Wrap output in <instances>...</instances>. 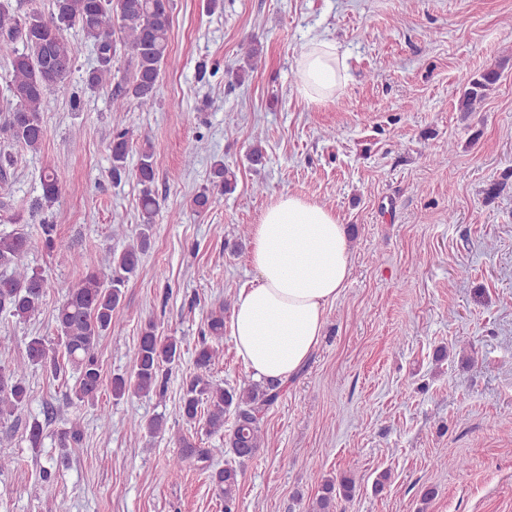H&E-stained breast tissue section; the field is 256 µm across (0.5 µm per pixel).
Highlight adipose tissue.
I'll return each mask as SVG.
<instances>
[{"label": "adipose tissue", "instance_id": "obj_1", "mask_svg": "<svg viewBox=\"0 0 512 512\" xmlns=\"http://www.w3.org/2000/svg\"><path fill=\"white\" fill-rule=\"evenodd\" d=\"M297 68V91L314 105L347 80L339 46L322 36L300 54ZM250 264L256 277L235 303L233 343L254 381L286 386L318 346L326 309L350 276L346 227L326 204L280 195L254 227Z\"/></svg>", "mask_w": 512, "mask_h": 512}]
</instances>
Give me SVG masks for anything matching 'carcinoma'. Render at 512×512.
<instances>
[{
	"mask_svg": "<svg viewBox=\"0 0 512 512\" xmlns=\"http://www.w3.org/2000/svg\"><path fill=\"white\" fill-rule=\"evenodd\" d=\"M170 0H52L51 11L34 8L23 16L10 10L7 0H0V58L10 64L7 88L11 108L3 130L8 140L22 149L38 151L47 137L42 112L47 95L63 82L75 67L77 47L65 36L75 30L91 43L97 56V66L88 72L85 89L96 91L108 83L118 48L134 59L135 73L126 85L112 91V111L126 112L130 102L148 108L155 102L156 83L161 70L176 66L169 50L171 28ZM501 73L488 68L476 75L462 77L464 90L457 110L465 115L477 111L499 81ZM133 132L123 126L112 131L110 176L120 183L129 176L127 160L133 149ZM135 171L142 185L139 199L141 223L139 232L122 251L111 254L110 273L88 271L78 282L66 288L54 309L58 344L63 347L57 356L51 342L34 336L27 343L28 362L52 372L60 369L63 358L77 372L75 385L68 399L75 405L94 403L103 380L97 348L101 337L112 329L113 312L121 304L123 289L130 278L141 270V258L151 246L152 229L160 203L151 189L155 181L158 160L149 142L140 145ZM41 199L39 208L51 207L61 195V184L55 170H42L39 178ZM236 188V174L214 162L211 186L196 193L191 207L198 213L207 212L215 195L231 193ZM0 210L7 213L5 222L18 225L0 234V267L11 272L0 275V313L18 321H27L39 313L51 284L37 269L24 263V257L36 242L51 250L56 241V225L46 219L36 220V214H23L12 204L0 201ZM224 306L210 311L206 333L195 355L194 372L186 379L178 407L179 417L188 424L205 417L210 435H224L228 448L195 449L184 437L178 441L183 452L168 462L172 475L183 471L184 464L195 459L207 463L217 455L229 452L248 460L255 457L263 444L262 424L268 408L280 396V386L273 382L252 383L246 387H225L212 379L211 371L223 358ZM181 359V343L172 336L163 337L153 322L145 324L133 350V376H115L111 392L115 399L133 393L148 396L164 387L160 380L162 367ZM29 400L25 378L16 370L0 365V419L8 420L21 413ZM233 413L229 433H224L225 416ZM83 433L80 421L73 420L58 435L57 456L40 470L41 488L48 495L56 494L60 467L68 462V449L79 443ZM25 440L31 448L42 447L44 430L34 420L25 425ZM239 471L228 465L211 473L216 487L224 495V512H238L237 491ZM355 490L349 477L323 482L313 505V512H336V498L348 499Z\"/></svg>",
	"mask_w": 512,
	"mask_h": 512,
	"instance_id": "carcinoma-1",
	"label": "carcinoma"
}]
</instances>
